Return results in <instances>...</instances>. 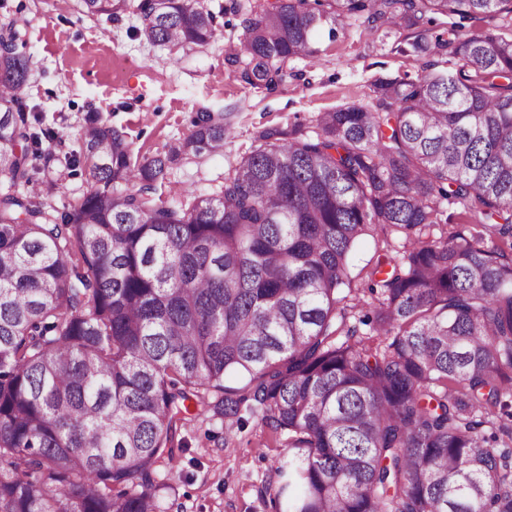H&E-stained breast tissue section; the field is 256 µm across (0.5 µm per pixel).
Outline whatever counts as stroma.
Returning <instances> with one entry per match:
<instances>
[{"mask_svg":"<svg viewBox=\"0 0 512 512\" xmlns=\"http://www.w3.org/2000/svg\"><path fill=\"white\" fill-rule=\"evenodd\" d=\"M243 13H224L218 22L223 39L183 53L137 34L135 17L93 21L80 0H0V23L18 20L32 57L23 89L38 108L46 130L45 181L61 180L50 199L64 214L91 185L88 172L61 164L64 154H79L80 133L91 116L123 133L134 160L164 153L187 137L196 113L221 111L232 124L224 150L194 162L179 161L171 182L155 195L176 202V190L220 189L241 159L259 144L258 134L273 124H299L309 133L318 113L348 105L371 110L379 102L370 84L375 77L415 78L424 74L425 56L394 51L396 34L371 30L365 16L349 19L336 40L319 33L316 56L295 60L294 78L273 90L241 84L224 67V56L243 35ZM405 236L377 227L357 244L349 261L352 288H364L365 275L378 254L400 258ZM173 459L155 466L169 482L166 512H276L264 488L274 482L272 466L288 453V436L274 432L260 416L240 430H226L213 413L189 417L178 425Z\"/></svg>","mask_w":512,"mask_h":512,"instance_id":"stroma-1","label":"stroma"}]
</instances>
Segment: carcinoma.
<instances>
[{
	"instance_id": "cac0c4a2",
	"label": "carcinoma",
	"mask_w": 512,
	"mask_h": 512,
	"mask_svg": "<svg viewBox=\"0 0 512 512\" xmlns=\"http://www.w3.org/2000/svg\"><path fill=\"white\" fill-rule=\"evenodd\" d=\"M128 10L154 44L219 40L202 0H81ZM407 35L397 51L459 69L371 82L381 111L274 126L217 192L150 195L171 164L224 149L203 109L177 147L141 162L89 119L91 188L61 217L36 195L41 137L21 96L18 24H0V512H162L187 402L288 433L279 512H512V38L437 28L512 15V0H257L238 81L273 90L354 15ZM463 205L480 231L423 237ZM378 226L409 239L368 273L377 305L347 325L351 253ZM391 269L384 271L383 266ZM244 379L240 387L226 377Z\"/></svg>"
}]
</instances>
